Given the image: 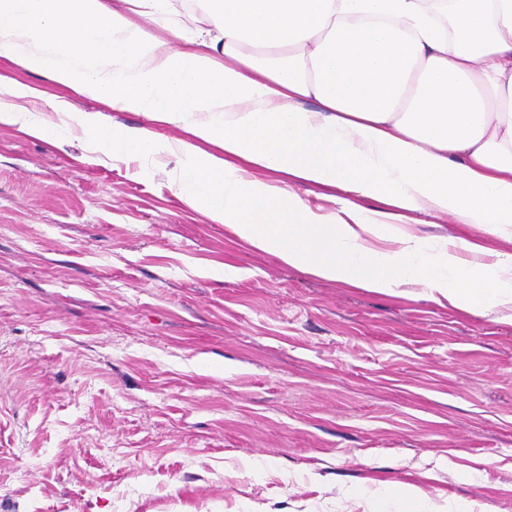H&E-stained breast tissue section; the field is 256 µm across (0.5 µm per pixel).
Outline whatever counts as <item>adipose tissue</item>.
<instances>
[{
	"label": "adipose tissue",
	"instance_id": "1",
	"mask_svg": "<svg viewBox=\"0 0 512 512\" xmlns=\"http://www.w3.org/2000/svg\"><path fill=\"white\" fill-rule=\"evenodd\" d=\"M0 0V56L97 102L142 113L109 128L58 101L115 163L167 153L187 206L256 252L324 281L512 324V252L427 239L406 213L447 214L512 241V0H202L211 23L172 47L170 0ZM0 83V123L55 135ZM318 107H302L305 99ZM185 136L160 141L156 125ZM261 168L380 202L315 211Z\"/></svg>",
	"mask_w": 512,
	"mask_h": 512
}]
</instances>
